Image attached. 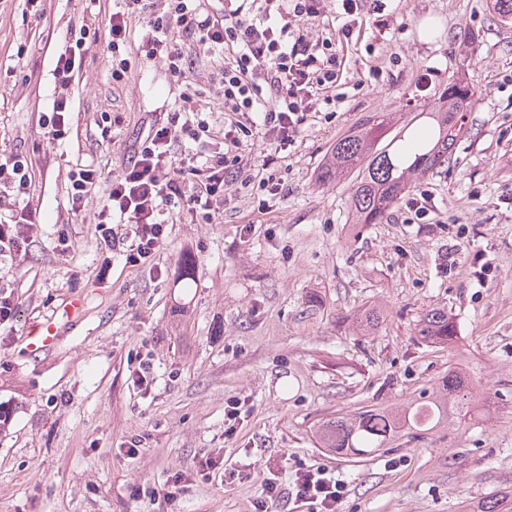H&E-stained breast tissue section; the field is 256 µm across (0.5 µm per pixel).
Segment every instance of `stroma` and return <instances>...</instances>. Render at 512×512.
<instances>
[{
    "label": "stroma",
    "instance_id": "stroma-1",
    "mask_svg": "<svg viewBox=\"0 0 512 512\" xmlns=\"http://www.w3.org/2000/svg\"><path fill=\"white\" fill-rule=\"evenodd\" d=\"M494 3L389 0L378 25L363 0L335 112L308 116L286 151L259 137L246 148L253 164L273 158L284 194L262 211L243 189L211 219L175 225L152 272L103 256L68 214L65 180L88 156L103 177L118 174L176 90L166 58L130 54L128 80L115 82L102 46L112 0H51L41 19L27 0H0V149L33 159L43 215L31 255L0 262V285L20 302L0 326V401L14 408L0 433V512H254L266 477L310 466L346 483L336 512H463L512 493V24ZM80 22L90 33L73 90L78 136L51 141L37 117L52 109L57 53ZM459 75L477 95L450 161L381 223H354L352 181L317 179L336 141L371 112L408 140ZM103 113L109 139L92 123ZM64 226L69 253L57 249ZM68 299L82 302V322L32 351L30 327ZM371 307L384 318L368 333L356 318ZM432 309L458 323L451 345L417 337ZM148 352L153 380L140 388L130 372ZM452 366L470 379L467 415L365 460L318 446L323 421L406 403ZM233 399L247 413L229 436ZM208 454L248 480L201 476ZM177 474L184 489L170 503Z\"/></svg>",
    "mask_w": 512,
    "mask_h": 512
}]
</instances>
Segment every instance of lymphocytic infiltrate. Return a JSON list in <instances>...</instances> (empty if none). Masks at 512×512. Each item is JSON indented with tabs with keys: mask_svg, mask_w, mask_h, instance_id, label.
<instances>
[{
	"mask_svg": "<svg viewBox=\"0 0 512 512\" xmlns=\"http://www.w3.org/2000/svg\"><path fill=\"white\" fill-rule=\"evenodd\" d=\"M360 0H224L210 9L205 0H119L108 17L104 50L112 59V79H124L125 50L145 57L165 53L178 92L166 121L145 123L129 145L121 172L101 184L100 168L78 163L68 173V211L82 214L85 202L103 190L104 203L89 219L97 247L119 252L127 266L149 264L174 224L223 211L248 164L246 145L260 135L277 148L290 147L310 113L336 102L343 72L338 36L356 26ZM335 14L340 34L307 38L304 23ZM220 53L212 89L224 114L220 127L188 112L202 93L190 80L196 61ZM82 66L81 47L62 48L56 60L55 98L39 123L50 136H72V84ZM180 122L184 139L174 145L169 125ZM34 170L27 155L0 156V258L25 257L40 230L33 207ZM347 486L321 468L297 469L289 483L269 478L263 502L292 499L319 512H336Z\"/></svg>",
	"mask_w": 512,
	"mask_h": 512,
	"instance_id": "obj_1",
	"label": "lymphocytic infiltrate"
}]
</instances>
